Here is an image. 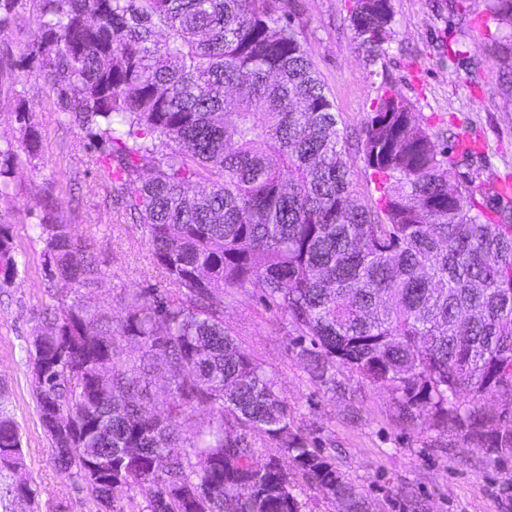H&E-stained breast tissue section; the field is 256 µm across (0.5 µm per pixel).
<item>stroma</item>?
<instances>
[{"label": "stroma", "instance_id": "stroma-1", "mask_svg": "<svg viewBox=\"0 0 512 512\" xmlns=\"http://www.w3.org/2000/svg\"><path fill=\"white\" fill-rule=\"evenodd\" d=\"M395 35L375 62L355 48L348 27L350 0H290L295 23L340 125L359 129L384 94L398 93L422 115L430 132L448 130L479 148L476 184L492 193L512 175V38L489 40L485 0H464L471 23L460 27L448 0H392ZM33 34L29 9H18L0 36V148L21 138L19 111L40 132L37 158L0 157L7 189L0 191V224L8 225L17 271L0 279V415L18 428L24 464L0 467V512H97L82 485L52 456L28 369L29 345L46 313L69 302L73 288L46 274L38 226L53 219L72 227L105 272L96 296L108 306L123 289L150 288L159 278L140 224L112 202L90 130L65 121L57 93L20 59ZM478 53L483 70L469 78L458 48ZM224 326L272 371L294 411L297 428L323 444L337 472L367 498L370 512H512V455L498 457L455 434L404 422L391 394L364 384L355 401L314 385L289 343L288 320L257 297L227 289ZM31 494L18 496L17 486Z\"/></svg>", "mask_w": 512, "mask_h": 512}]
</instances>
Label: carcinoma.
I'll use <instances>...</instances> for the list:
<instances>
[{
	"mask_svg": "<svg viewBox=\"0 0 512 512\" xmlns=\"http://www.w3.org/2000/svg\"><path fill=\"white\" fill-rule=\"evenodd\" d=\"M26 3L36 34L25 57L68 121L97 128L115 203L142 224L170 284L126 289L105 308L97 257L70 225H38L49 274L75 288L29 353L46 364L39 412L77 416L70 447L83 461L54 450L64 473L95 499L135 491L160 504L152 512H302L299 479L336 512H369L294 427L274 375L224 329L226 288H251L288 318L325 392L352 397L347 371L388 390L403 420L512 454V196L478 193L471 148L381 96L356 140L379 192L368 206L288 0H0V34ZM487 12L495 35L512 30V0ZM349 24L374 61L393 34L391 0H352ZM39 143L25 122L19 148L33 159ZM488 393L504 403L485 410ZM261 447L275 449L262 464ZM21 455L0 417V466ZM195 484L214 494L185 496Z\"/></svg>",
	"mask_w": 512,
	"mask_h": 512,
	"instance_id": "1",
	"label": "carcinoma"
}]
</instances>
